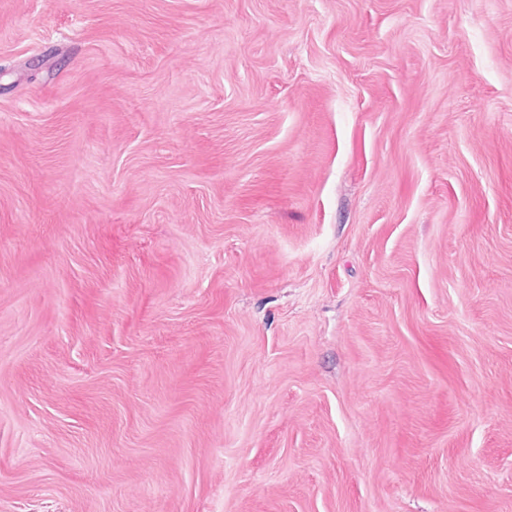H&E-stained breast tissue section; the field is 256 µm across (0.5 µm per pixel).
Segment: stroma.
<instances>
[{"label":"stroma","instance_id":"1","mask_svg":"<svg viewBox=\"0 0 512 512\" xmlns=\"http://www.w3.org/2000/svg\"><path fill=\"white\" fill-rule=\"evenodd\" d=\"M0 512H512V0H0Z\"/></svg>","mask_w":512,"mask_h":512}]
</instances>
